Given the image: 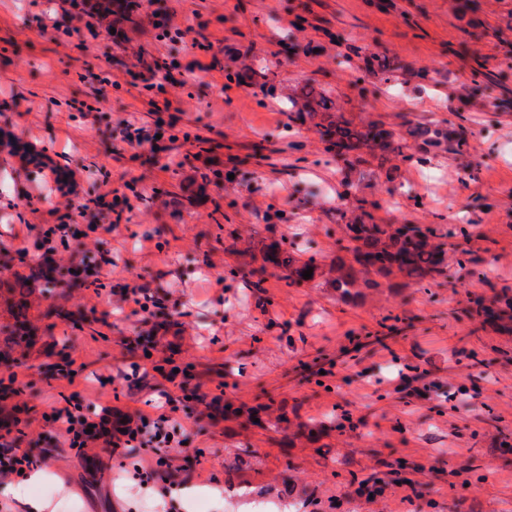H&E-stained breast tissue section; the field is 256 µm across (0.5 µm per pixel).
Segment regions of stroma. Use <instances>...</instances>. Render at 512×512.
<instances>
[{"label": "stroma", "instance_id": "stroma-1", "mask_svg": "<svg viewBox=\"0 0 512 512\" xmlns=\"http://www.w3.org/2000/svg\"><path fill=\"white\" fill-rule=\"evenodd\" d=\"M47 15L69 23L59 0H0V127L75 184L43 183L0 152V328L14 322L4 283L39 267L44 229L97 193L138 194L112 233V212L90 206L83 237L57 243L65 265L91 258L68 295L32 280L28 339L13 352L32 368L24 395L0 366V434L22 449L40 440L49 512H185L187 492L214 487L209 512H512V335L467 313L469 295L512 287V0H154L95 39L53 38L38 27ZM160 19L190 32L160 42ZM384 56L401 70L374 67ZM148 59L169 75L168 109L148 104ZM476 80L486 93H472ZM306 84L353 126L405 138L433 124L469 152L407 140L394 183L415 196L389 205L376 158L341 172L299 120L290 99ZM132 115L149 135L134 147L120 126ZM364 209L379 224L468 235L447 274L384 278L355 302L320 277L287 286L246 250L294 241L328 265L342 217ZM126 285L160 299L149 322L97 302ZM59 306L83 321L51 316ZM147 335L153 361L171 359L193 394L179 414L195 424L161 469L182 475L180 494H140L150 451L100 442L81 458L43 426L73 392L55 376L67 353L90 377L93 412H151L175 382L126 383ZM260 404L271 410L255 426L244 411Z\"/></svg>", "mask_w": 512, "mask_h": 512}]
</instances>
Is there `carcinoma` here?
<instances>
[{"instance_id": "1", "label": "carcinoma", "mask_w": 512, "mask_h": 512, "mask_svg": "<svg viewBox=\"0 0 512 512\" xmlns=\"http://www.w3.org/2000/svg\"><path fill=\"white\" fill-rule=\"evenodd\" d=\"M302 100L298 116L301 119L317 118L314 124L320 140L336 165L346 172L362 162L364 151H379V165L391 161V156L402 154V145L394 141V133L384 125L371 121L357 128L343 116L331 112L334 104L311 86L301 89ZM408 135L424 147H439L448 141V132L427 125L408 129ZM343 238L353 243L347 248L352 259L338 255L326 272V283L335 288L343 301H353L364 295L363 289L377 288V278L402 276L420 284L445 272L447 242L457 235H466L464 229L450 228L442 233L428 224H375L367 211L341 225ZM262 260L275 268L286 271L288 286L301 288L309 283L302 273L312 269V276L319 275L320 266L312 256L303 258L305 250L295 243L285 241L264 244L260 248ZM47 285L66 292L70 287L65 271L46 265L35 272ZM469 312L493 322L498 330L512 332V288L502 287L490 301L482 298L473 301Z\"/></svg>"}]
</instances>
